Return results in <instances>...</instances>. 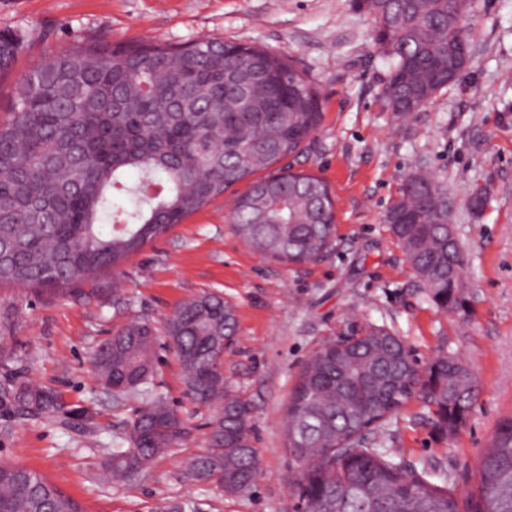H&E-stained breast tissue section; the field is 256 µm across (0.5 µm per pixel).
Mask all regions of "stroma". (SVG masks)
Returning <instances> with one entry per match:
<instances>
[{
    "label": "stroma",
    "mask_w": 512,
    "mask_h": 512,
    "mask_svg": "<svg viewBox=\"0 0 512 512\" xmlns=\"http://www.w3.org/2000/svg\"><path fill=\"white\" fill-rule=\"evenodd\" d=\"M372 29L355 0H0V31L25 39L13 71L0 77V121L10 116L20 77L82 38L183 45L209 36L265 47L293 57L320 93L322 123L291 165L322 177L336 197V242L313 263L265 259L237 237L228 223L232 188L130 257L95 297L49 299L0 286V377L23 373L90 407L98 422L87 437L0 416V461L41 473L83 512H175L185 504L193 512H293L301 465L287 447L284 415L300 367L351 327L374 323L403 336L421 363L445 349L477 376L479 397L456 436L441 439L416 398L368 435L415 467L440 466L455 496L470 497L496 426L512 416V0H471L466 70L407 115L383 105L389 64ZM416 172L448 188L464 251L466 313L427 300L383 221ZM476 188L487 191L478 213L468 205ZM208 292L236 308L224 377L252 406L260 474L238 496L185 478L190 458L206 450L211 411L186 397L174 352L162 351L145 392L120 399L98 386L91 364L113 330L134 322L163 328L182 302ZM157 396L190 420V439L113 483L105 458Z\"/></svg>",
    "instance_id": "35a3bbf8"
}]
</instances>
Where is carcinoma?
Segmentation results:
<instances>
[{"mask_svg": "<svg viewBox=\"0 0 512 512\" xmlns=\"http://www.w3.org/2000/svg\"><path fill=\"white\" fill-rule=\"evenodd\" d=\"M374 20V41L390 60L381 98L415 112L442 89L465 38L468 0H356ZM0 34V74L22 48ZM322 120L314 84L294 60L253 45L201 38L187 45L80 41L44 55L19 81L10 119L0 123V283L65 296L100 278L235 185L249 181L231 214L234 232L263 256L288 264L321 258L335 242V201L313 174L283 167ZM137 174L133 183L127 176ZM385 214L428 300L466 312L463 248L448 275V194L431 175ZM127 195L128 210L114 196ZM185 394L213 409L207 450L187 477L230 496L249 492L259 463L249 440L251 406L220 376L236 311L208 293L179 306L165 328ZM157 336L146 323L122 327L92 358L98 385L137 394L155 374ZM479 392L469 366L442 350L424 368L404 340L367 324L305 361L285 413L288 445L302 469L299 512H459L454 495L403 463L395 448L366 441L420 396L443 438L465 425ZM0 415L51 421L93 435L92 412L23 375L0 382ZM191 428L162 398L136 414L112 449L107 471L124 482L155 457L185 444ZM474 512H512V417L480 463ZM0 512H82L41 474L0 462Z\"/></svg>", "mask_w": 512, "mask_h": 512, "instance_id": "obj_1", "label": "carcinoma"}]
</instances>
